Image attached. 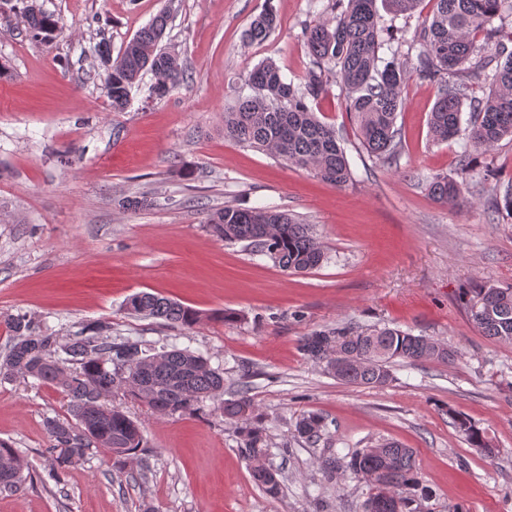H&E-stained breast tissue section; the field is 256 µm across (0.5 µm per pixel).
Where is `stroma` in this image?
Instances as JSON below:
<instances>
[{
    "instance_id": "stroma-1",
    "label": "stroma",
    "mask_w": 512,
    "mask_h": 512,
    "mask_svg": "<svg viewBox=\"0 0 512 512\" xmlns=\"http://www.w3.org/2000/svg\"><path fill=\"white\" fill-rule=\"evenodd\" d=\"M57 16L52 43L31 40L16 16L20 0H0V350L2 317L24 313L60 336L107 321L113 337L157 352L177 346L224 374V396L241 387L264 419L269 464L283 477L278 497L250 475L234 422L216 401L162 416L123 396L113 405L137 420L145 446L120 464L90 449L61 481L48 480L47 416H66L56 387L0 381V441L33 466V487L0 494V512H363L370 487L353 475L327 480L333 453L390 440L416 451L432 496L426 512H512V343L474 326L465 292L512 285V139L474 153L494 170L476 183L462 171L463 137L434 142L429 82L411 76L396 126V162L362 149L337 84L315 110L334 126L354 178L327 184L308 168L224 136V112L241 79L265 60L304 78L312 58L302 30L330 17L329 0H175L162 40L175 48L186 80L167 98L148 99L152 73L113 111L105 68L166 0H37ZM273 8L277 28L245 44L251 20ZM464 183L448 204L428 193L430 177ZM123 197L147 207L123 209ZM233 205L272 207L312 225L329 259L308 273L282 271L269 257L213 236L209 216ZM156 293L202 313L190 328L129 314L125 302ZM237 313L233 322L222 311ZM348 326L400 327L448 342L454 364L397 362L382 388L343 383L299 350L301 337ZM471 418L491 440L487 457L451 424ZM322 415L328 432L299 438L301 415Z\"/></svg>"
}]
</instances>
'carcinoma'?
<instances>
[{
    "label": "carcinoma",
    "mask_w": 512,
    "mask_h": 512,
    "mask_svg": "<svg viewBox=\"0 0 512 512\" xmlns=\"http://www.w3.org/2000/svg\"><path fill=\"white\" fill-rule=\"evenodd\" d=\"M21 21L31 37L51 41L62 30L59 19L42 11L36 0H21ZM341 10L333 17L304 27L303 36L312 57L305 80L285 77L272 61H263L249 71L235 105L224 112V136L250 147L271 151L285 163L311 168L325 182L344 186L353 178L344 148L334 126L321 121L313 103L327 91L324 76L336 78L346 111L357 122L360 144L368 156L396 160L401 142L396 127L397 112L404 105L403 88L414 71L436 85L437 98L429 115L433 140L446 142L466 133L469 149L460 156L461 167L470 168V150H488L506 137L512 138V53L498 37L512 41L495 21L512 15V0H431L425 19L410 50L392 49L390 29L381 25L377 0H336ZM395 15L414 11L421 0H383ZM169 20L163 10L129 40L106 69L105 85L112 109L125 110L131 90L142 73L152 72L156 81L150 97L164 99L184 81L179 56L160 46ZM277 27V16L267 8L245 32V43L265 41ZM492 51L489 61L505 56L491 71L463 73V66L476 50V38ZM391 57L380 55L381 49ZM489 87L483 97L474 94V84ZM469 119L463 120V113ZM431 196L440 203L454 201L462 184L436 175L428 182ZM213 234L230 243L245 242L253 251L269 256L282 270L304 273L327 260L312 225L281 212L226 206L208 220ZM134 312L190 328L202 314L166 297L140 292L127 299ZM468 313L483 335L512 343V286L472 290ZM11 336L0 354V379H35L57 386L68 399L74 420L45 417L51 439L50 476L61 475L92 447L106 448L119 460L129 459L144 447L138 424L109 397L120 393L164 415L190 414L206 399L221 397L224 377L203 355L176 346L155 354L141 349L137 340L114 339L105 332L106 321L90 322L66 340L42 329L25 314L4 320ZM301 350L338 380L356 386L384 387L392 381V366L399 360L411 364L433 361L451 364L455 351L447 342L415 335L400 328L382 327L356 331L350 327L329 329L302 339ZM224 416L238 425V435L251 459L253 481L269 496L281 491L277 470L263 458L269 451V436L258 409L247 392L221 403ZM455 429L478 452L494 453L485 433L466 416L448 412ZM325 419L309 413L296 423L299 437L316 443L326 431ZM326 477L348 471L361 479L375 475L373 490L395 497L401 512H421V502L431 497L416 468L414 451L388 441L357 449L347 457L329 456L322 461ZM31 481L29 464L17 449L0 441V492H17Z\"/></svg>",
    "instance_id": "obj_1"
}]
</instances>
